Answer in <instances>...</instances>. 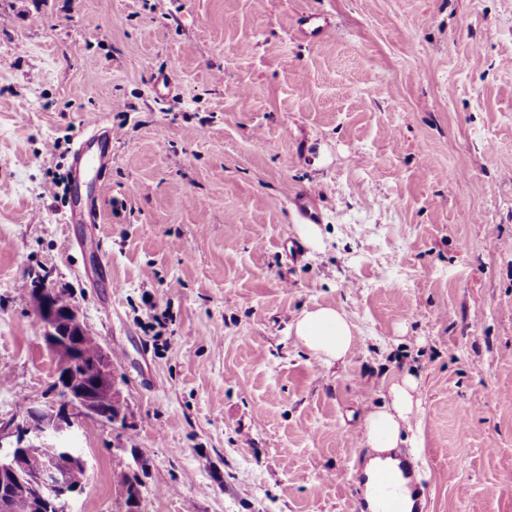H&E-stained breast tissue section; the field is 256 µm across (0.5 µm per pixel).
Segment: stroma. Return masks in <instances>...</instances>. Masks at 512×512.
Returning a JSON list of instances; mask_svg holds the SVG:
<instances>
[{
	"instance_id": "obj_1",
	"label": "stroma",
	"mask_w": 512,
	"mask_h": 512,
	"mask_svg": "<svg viewBox=\"0 0 512 512\" xmlns=\"http://www.w3.org/2000/svg\"><path fill=\"white\" fill-rule=\"evenodd\" d=\"M104 126L99 221L69 223ZM1 185L0 416L52 399L38 278L127 402L75 431L71 512H126L142 466L140 512H356L346 463L406 376L426 512H512V0H0ZM302 189L325 248L297 258ZM316 305L355 325L345 362L290 332ZM113 136L112 130H107L101 138L93 139L96 142L101 143V147L98 152H91L90 141L85 142L77 153V159L75 164V175L78 177L80 171L85 175H91L93 178L98 179L102 177L104 173L103 159L105 150L103 149L106 142L112 141Z\"/></svg>"
}]
</instances>
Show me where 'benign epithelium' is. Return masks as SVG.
<instances>
[{"mask_svg":"<svg viewBox=\"0 0 512 512\" xmlns=\"http://www.w3.org/2000/svg\"><path fill=\"white\" fill-rule=\"evenodd\" d=\"M29 298L45 347L54 358L53 402L47 408L29 407L18 418H0V480L10 477L12 489L38 499L44 512H68L69 501L78 490L67 483L66 471L88 469L87 461L71 443L74 429L86 421L123 423L127 403L108 349L102 345L96 356L83 357L80 336L85 325L65 291L38 280L29 289ZM83 365L92 369L94 377L78 386L72 373ZM35 443L54 449V454L30 453L28 448ZM141 487L139 479L124 486L127 509L138 507Z\"/></svg>","mask_w":512,"mask_h":512,"instance_id":"1","label":"benign epithelium"}]
</instances>
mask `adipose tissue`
<instances>
[{"mask_svg":"<svg viewBox=\"0 0 512 512\" xmlns=\"http://www.w3.org/2000/svg\"><path fill=\"white\" fill-rule=\"evenodd\" d=\"M291 328L297 341L321 364L345 361L356 343L355 326L346 313L333 306L318 305L303 310ZM421 410L418 383L412 377L392 382L382 406L370 411L364 422V441L372 449L366 471L398 470L393 451L403 444L411 421Z\"/></svg>","mask_w":512,"mask_h":512,"instance_id":"1","label":"adipose tissue"}]
</instances>
